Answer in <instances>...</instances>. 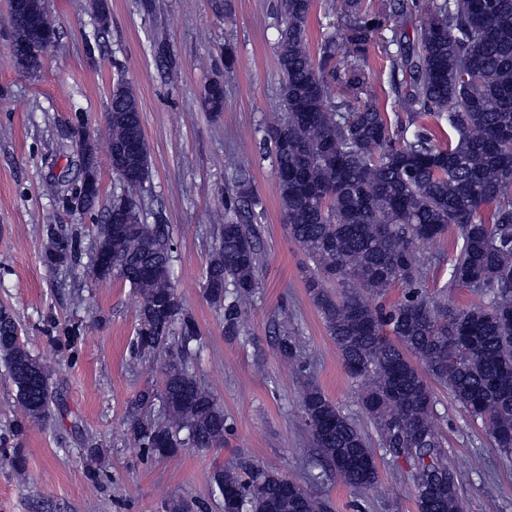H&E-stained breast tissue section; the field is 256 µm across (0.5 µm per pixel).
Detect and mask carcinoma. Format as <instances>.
<instances>
[{"mask_svg":"<svg viewBox=\"0 0 512 512\" xmlns=\"http://www.w3.org/2000/svg\"><path fill=\"white\" fill-rule=\"evenodd\" d=\"M312 9L313 0H277L283 114L265 136L283 222L314 264L307 292L360 385L362 409L381 447L413 484L418 512H462L458 475L434 423L431 382L448 387L482 421L495 447L512 455V0H429L411 32L402 3L370 19L356 6L344 16L353 48L326 38L320 63L309 43ZM4 24L14 44L35 37L31 12L11 6ZM373 41L391 59L389 94L408 112L409 137L395 131L374 87L362 79L360 60ZM339 53L351 60L345 97L334 102L324 71ZM203 101L219 116L223 84H208ZM428 115L446 120L448 131L417 125ZM107 116L110 155L131 144L140 148L115 173L121 192L99 225L89 274L136 293L142 327L132 353L165 352L162 383L131 403L126 435L150 460L220 448L230 426L194 362L204 339L170 279L172 239L164 225L142 221L150 155L127 81L113 84ZM100 196L92 187L70 202L91 211ZM257 205L246 183L225 196L224 223L205 266L204 298L223 312L229 335L243 324L240 301L258 288ZM451 225L462 240L450 260L451 284L490 294L486 306L450 308L422 289L421 246ZM42 232L48 264L80 263L71 236L51 225ZM329 281L336 292L326 287ZM396 283L403 295L388 304L384 296ZM22 335L13 309L0 304V359L19 407L15 436L47 425L55 399L49 367ZM279 350L288 367L305 372L296 337H279ZM156 401L158 415L143 413ZM300 411L316 460L346 486L374 489L376 458L359 426L314 383L304 386ZM99 456V449H88L85 473L94 486L103 474ZM208 492L224 512H328L308 487L245 456L215 470Z\"/></svg>","mask_w":512,"mask_h":512,"instance_id":"carcinoma-1","label":"carcinoma"}]
</instances>
